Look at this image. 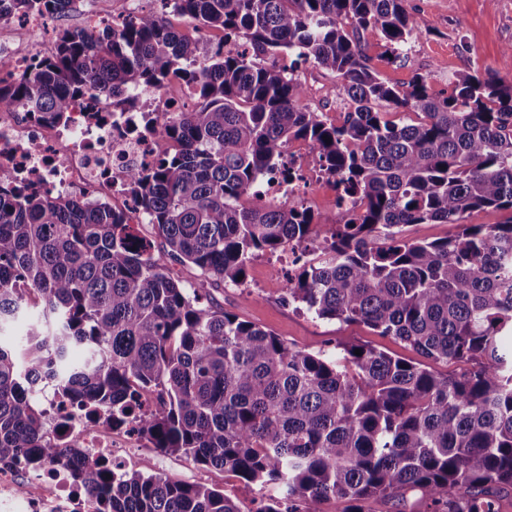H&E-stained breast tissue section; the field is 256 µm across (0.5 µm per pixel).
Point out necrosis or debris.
I'll use <instances>...</instances> for the list:
<instances>
[{
	"instance_id": "1",
	"label": "necrosis or debris",
	"mask_w": 512,
	"mask_h": 512,
	"mask_svg": "<svg viewBox=\"0 0 512 512\" xmlns=\"http://www.w3.org/2000/svg\"><path fill=\"white\" fill-rule=\"evenodd\" d=\"M44 16L17 17L27 45L0 39V71L24 72L32 60L47 52L40 34ZM136 106L113 107L102 97L73 101L71 120L57 125L33 118L19 108L0 110V168L10 173L9 184L89 203L105 201L122 209L131 223H142V212L130 192L131 171L151 166L166 149L159 128L176 113L191 109L194 92L188 84L174 91L136 94ZM296 174L263 178L264 199L270 208L297 202L309 178L328 181L309 149L297 147L284 156ZM48 436L82 449L87 461L108 468L120 465L130 450L131 428L93 418L75 406L60 407L56 394H47ZM0 512H91V503L72 470L64 464L33 472L14 465L0 467Z\"/></svg>"
}]
</instances>
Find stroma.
Segmentation results:
<instances>
[{
  "instance_id": "stroma-1",
  "label": "stroma",
  "mask_w": 512,
  "mask_h": 512,
  "mask_svg": "<svg viewBox=\"0 0 512 512\" xmlns=\"http://www.w3.org/2000/svg\"><path fill=\"white\" fill-rule=\"evenodd\" d=\"M406 8L420 34L400 59H391L380 33L368 30L360 35L369 65L384 82L404 87L421 75L427 77L434 91L443 93L449 78L457 74L489 70L503 80H512V0H406ZM126 11L161 13L172 29L190 38L195 35L194 23L162 8L159 0H74L70 10L49 20L43 37L52 42L62 31L83 29L91 15ZM276 62L292 67L295 77L309 91L306 102L311 108L324 112L334 122L346 112L348 102L338 95L335 77L288 54L278 56ZM287 286V268L279 267L274 254L264 253L248 264L243 286L211 283L204 294L225 312L272 331L292 348L317 351L339 340L419 361L415 351L364 325L318 319L289 305L284 299ZM133 445L123 459L126 471L224 491L242 512H252L256 501L279 494L274 486L248 485L227 476L222 469L162 453L145 439L135 438Z\"/></svg>"
}]
</instances>
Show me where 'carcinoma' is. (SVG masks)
<instances>
[{"instance_id": "1", "label": "carcinoma", "mask_w": 512, "mask_h": 512, "mask_svg": "<svg viewBox=\"0 0 512 512\" xmlns=\"http://www.w3.org/2000/svg\"><path fill=\"white\" fill-rule=\"evenodd\" d=\"M70 0H0L7 14L61 13ZM224 42L205 46L153 13L119 33L64 31L55 52L0 77V109L64 124L73 98L132 102L171 77L198 104L159 129L172 143L130 174L166 255L197 268L187 288L138 225L106 203L0 191V328L38 298L24 339L0 343V465L60 458L94 512H241L223 492L87 462L47 438L32 393L52 383L153 447L221 468L283 498L253 512H312L331 498L365 512L372 498L421 491L430 512H497L512 488V81L466 73L439 95L417 75L389 86L357 33L372 29L397 59L416 33L406 0H160ZM280 52L336 75L348 111L333 123L304 104ZM330 141H325V138ZM308 143L336 178L331 235L305 207L245 203L260 177ZM408 224H449L431 241ZM306 243L318 259L289 280L288 301L318 319L362 324L435 363L439 375L371 347L290 348L268 330L203 302L211 282L241 285L258 252ZM147 394L157 404L140 412Z\"/></svg>"}]
</instances>
